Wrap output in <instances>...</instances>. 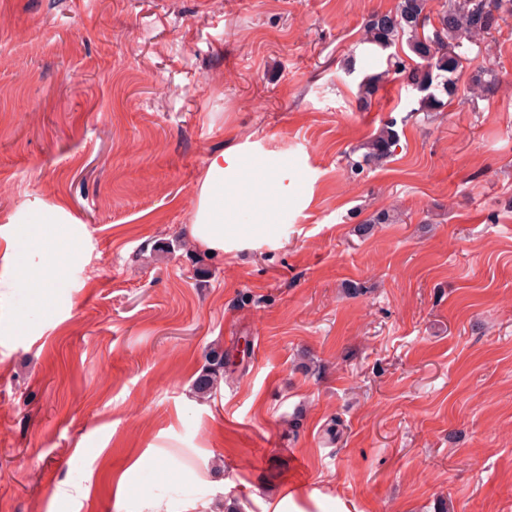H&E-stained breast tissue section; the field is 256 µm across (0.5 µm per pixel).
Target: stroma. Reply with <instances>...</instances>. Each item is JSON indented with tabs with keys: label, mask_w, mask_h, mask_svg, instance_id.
Wrapping results in <instances>:
<instances>
[{
	"label": "stroma",
	"mask_w": 512,
	"mask_h": 512,
	"mask_svg": "<svg viewBox=\"0 0 512 512\" xmlns=\"http://www.w3.org/2000/svg\"><path fill=\"white\" fill-rule=\"evenodd\" d=\"M396 4L0 0V512H512V19L486 97L468 64L443 111L393 78L365 105ZM231 147L288 204L211 257L187 230ZM60 202L47 309L7 246ZM395 126L394 120L385 122L365 143L352 151L354 155L357 151L363 150L357 159L350 161V167L354 173L362 172L365 167L378 166L393 155L399 143V134L394 129ZM220 370H224V352H214L209 366L196 378L195 384L200 394H207L211 391L214 381Z\"/></svg>",
	"instance_id": "stroma-1"
}]
</instances>
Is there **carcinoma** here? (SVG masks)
<instances>
[{"label":"carcinoma","mask_w":512,"mask_h":512,"mask_svg":"<svg viewBox=\"0 0 512 512\" xmlns=\"http://www.w3.org/2000/svg\"><path fill=\"white\" fill-rule=\"evenodd\" d=\"M512 18V0H398L395 12L372 14L366 20L361 44L370 52H388L386 67L359 82L360 99L368 102L393 74L417 97L419 112H437L440 95L456 91V75L476 59L469 78L471 97L479 98L497 83L491 67L489 39ZM396 122H385L360 146L362 153L350 161L358 174L390 158L399 143ZM224 369V353L213 354L209 366L196 378L200 394L211 391L217 373Z\"/></svg>","instance_id":"obj_1"}]
</instances>
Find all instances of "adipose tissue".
Masks as SVG:
<instances>
[{
	"instance_id": "adipose-tissue-1",
	"label": "adipose tissue",
	"mask_w": 512,
	"mask_h": 512,
	"mask_svg": "<svg viewBox=\"0 0 512 512\" xmlns=\"http://www.w3.org/2000/svg\"><path fill=\"white\" fill-rule=\"evenodd\" d=\"M265 162H255L251 170H243L242 158L235 149L209 156L198 189L197 207L188 235L205 251L223 255L230 237H254L267 234L275 223L277 210L288 201V175L280 173L272 184L254 182L255 172L265 169ZM249 206L255 215L250 224L239 223L241 206ZM67 211L57 204L49 209L28 213L23 222L26 230L11 242L13 254L22 257V279L38 277L44 287L40 296L50 304V290L63 273L60 259L50 258L54 243L66 241Z\"/></svg>"
}]
</instances>
